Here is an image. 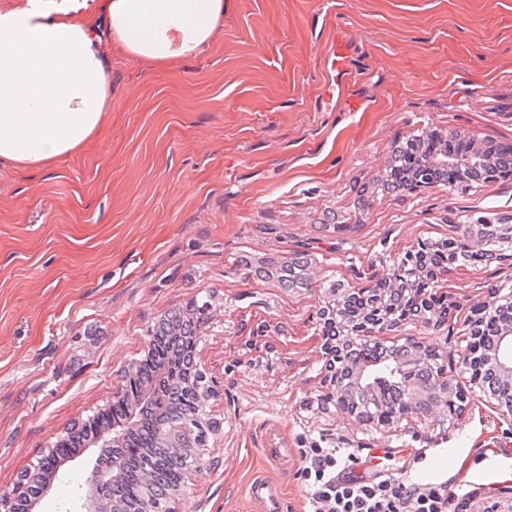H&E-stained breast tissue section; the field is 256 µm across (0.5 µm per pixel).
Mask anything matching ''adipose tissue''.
I'll return each mask as SVG.
<instances>
[{
    "instance_id": "1",
    "label": "adipose tissue",
    "mask_w": 512,
    "mask_h": 512,
    "mask_svg": "<svg viewBox=\"0 0 512 512\" xmlns=\"http://www.w3.org/2000/svg\"><path fill=\"white\" fill-rule=\"evenodd\" d=\"M95 23L78 0L0 11V160L44 168L105 125L110 87L100 48L174 66L209 46L224 0H102Z\"/></svg>"
}]
</instances>
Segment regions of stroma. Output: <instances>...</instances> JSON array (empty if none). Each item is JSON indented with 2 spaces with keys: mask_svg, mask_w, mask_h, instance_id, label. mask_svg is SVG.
Instances as JSON below:
<instances>
[{
  "mask_svg": "<svg viewBox=\"0 0 512 512\" xmlns=\"http://www.w3.org/2000/svg\"><path fill=\"white\" fill-rule=\"evenodd\" d=\"M101 49L105 134L42 170L0 161V486L111 407L150 328L197 298L212 302L201 349L223 430L173 512H257V478L284 512H312L313 448L353 451L337 464L348 480L446 486L450 512L512 502V436L462 367L466 320L490 286H512V261L449 265L447 321L380 339L449 361L467 402L442 425L379 432L336 412L312 319L324 281L363 287L379 257L512 215V181L381 189L394 147L426 133L512 142V0H224L212 45L177 68ZM247 252L307 257L308 288L246 278ZM263 320L281 335L244 348ZM99 453L89 441L62 462L34 512H79Z\"/></svg>",
  "mask_w": 512,
  "mask_h": 512,
  "instance_id": "stroma-1",
  "label": "stroma"
}]
</instances>
